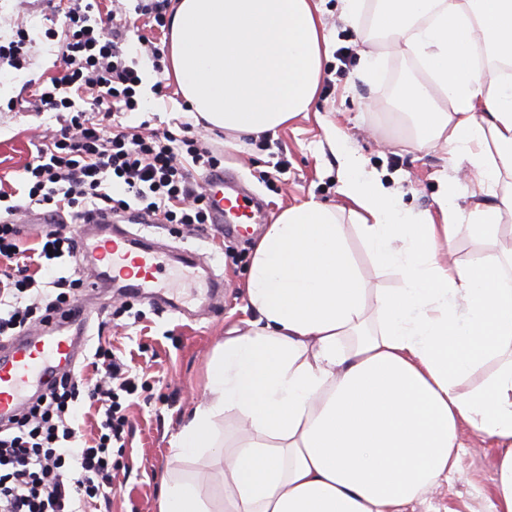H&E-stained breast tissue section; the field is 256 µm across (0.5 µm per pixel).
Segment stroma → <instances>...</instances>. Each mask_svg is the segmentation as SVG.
Returning a JSON list of instances; mask_svg holds the SVG:
<instances>
[{
    "label": "stroma",
    "instance_id": "1",
    "mask_svg": "<svg viewBox=\"0 0 512 512\" xmlns=\"http://www.w3.org/2000/svg\"><path fill=\"white\" fill-rule=\"evenodd\" d=\"M317 7L333 55L325 64L319 95L308 116L262 139H242L234 148L225 146L222 130L202 132L214 148L222 150L224 172L261 200L263 220L251 225L242 238L221 232L215 224L195 230L183 227L175 234L164 224L135 225V233L141 236L197 253L196 280L182 292L183 314L149 305L114 287L78 294L86 306L85 356H92L98 343L110 345L131 367L137 385L134 394L120 398L130 429L124 447L112 453L116 462L112 494L108 503L91 506L88 512H157L168 476L200 477L209 496L222 501L224 485L218 470L204 473L197 459L174 456L170 441L203 396L206 366L217 343L243 317L242 283L252 253L280 208L311 197L334 209L345 204L336 192L340 164L326 144L325 127L340 130L366 169L382 174L384 183L399 191L402 207L411 213L436 211L442 187L453 177L468 188L458 200L460 206L482 198L467 167L452 168L443 150L415 149L408 124L391 110L390 103L403 83L424 78L415 59L389 50V38L371 29V12H364L353 26L344 18V0H319ZM51 15V0H0V45L8 44L17 28H26L29 35L28 53L20 65L0 67V99L28 96L32 85L54 74L59 49L44 35ZM342 47L351 50L345 66L334 55ZM367 54L378 55L389 79L376 92L364 79L362 61ZM141 78L139 93L145 108L129 114L128 125L170 129L175 122L187 120L173 80L163 79L149 66L142 68ZM160 81L166 90L158 95L154 86ZM61 124V117L53 112H0V190L20 188L35 141L52 136ZM210 269L224 277L223 294L213 298L204 294ZM109 305L114 308L112 322L99 329ZM462 436L466 449L458 474L442 482L426 500L410 504L407 512H485L496 452L488 440L470 430H463Z\"/></svg>",
    "mask_w": 512,
    "mask_h": 512
}]
</instances>
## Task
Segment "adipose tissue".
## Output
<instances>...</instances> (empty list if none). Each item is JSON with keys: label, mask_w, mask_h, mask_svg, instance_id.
Segmentation results:
<instances>
[{"label": "adipose tissue", "mask_w": 512, "mask_h": 512, "mask_svg": "<svg viewBox=\"0 0 512 512\" xmlns=\"http://www.w3.org/2000/svg\"><path fill=\"white\" fill-rule=\"evenodd\" d=\"M377 26L416 58L393 109L417 149L466 163L484 198L405 210L340 131L337 192L367 252L399 274L371 287L340 215L316 200L284 207L248 268L246 327L229 329L206 396L171 446L224 466L223 512H405L454 474L470 429L497 449L488 512H512V0H378ZM328 39L313 0H173L169 71L196 118L261 137L307 114ZM490 247L450 261L458 238ZM494 370L481 384L472 374ZM235 413L249 437L220 446L212 420ZM158 512H214L190 479L164 482Z\"/></svg>", "instance_id": "adipose-tissue-1"}]
</instances>
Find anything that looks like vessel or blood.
Returning a JSON list of instances; mask_svg holds the SVG:
<instances>
[{"label":"vessel or blood","mask_w":512,"mask_h":512,"mask_svg":"<svg viewBox=\"0 0 512 512\" xmlns=\"http://www.w3.org/2000/svg\"><path fill=\"white\" fill-rule=\"evenodd\" d=\"M204 183L214 223L241 225L254 220L258 204L226 192L223 172L208 174ZM151 221V216L134 211L121 220L104 214L83 225V249L94 270L89 286L95 290L118 281L126 291L150 301L163 291L170 294L168 306L174 310L181 296L172 293L171 287L187 283L196 258L187 252L180 265L167 267L166 251L160 243L145 241L129 230L130 225ZM84 318L81 312L54 316L43 326L41 337L14 343L0 358V421L15 415L60 369L76 364L84 347L80 326Z\"/></svg>","instance_id":"vessel-or-blood-1"}]
</instances>
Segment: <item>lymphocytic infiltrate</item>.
Here are the masks:
<instances>
[{
    "label": "lymphocytic infiltrate",
    "instance_id": "lymphocytic-infiltrate-1",
    "mask_svg": "<svg viewBox=\"0 0 512 512\" xmlns=\"http://www.w3.org/2000/svg\"><path fill=\"white\" fill-rule=\"evenodd\" d=\"M89 0H59L61 27L45 36L57 42L60 62L50 83L36 87L42 109L64 113L51 141L38 144L24 168L22 203L0 192V335L27 333L53 313L72 307L84 275L53 273L49 262L81 249L66 220L86 223L97 214H121L132 203L162 224L190 227L211 221L197 176L217 170L221 158L192 135V125L146 136L123 118L143 109L139 68L161 70V50L130 57L120 26L105 30ZM41 207L58 216L47 225L43 248L24 246L14 217ZM89 384L69 375L0 430V512H79L112 490V449L124 443L127 420L121 393H133L127 366L111 349L97 347ZM88 401L100 413L91 444L78 445L74 408Z\"/></svg>",
    "mask_w": 512,
    "mask_h": 512
}]
</instances>
